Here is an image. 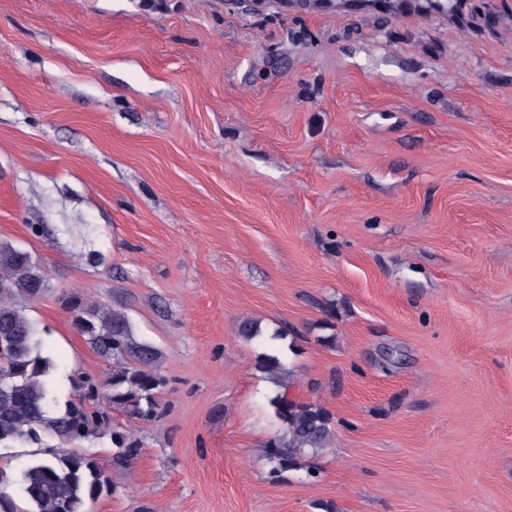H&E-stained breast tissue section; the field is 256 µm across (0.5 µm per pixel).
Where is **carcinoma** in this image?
I'll return each instance as SVG.
<instances>
[{"instance_id": "carcinoma-1", "label": "carcinoma", "mask_w": 512, "mask_h": 512, "mask_svg": "<svg viewBox=\"0 0 512 512\" xmlns=\"http://www.w3.org/2000/svg\"><path fill=\"white\" fill-rule=\"evenodd\" d=\"M49 291L45 274L28 252L0 247V448L25 442L47 449L17 480L0 465V488L18 484L26 503L19 511L0 491V512H89L102 495L117 488L111 471L103 470L91 451L94 443L109 438L112 471L129 468L143 448L130 430L112 425V411L133 421L153 422L165 385L158 374L162 352L134 336L124 310L71 299L77 329L102 359L112 363V373L103 379L84 373L72 378L71 393L59 401L50 385L54 361L42 355L37 330L19 306L22 301H38ZM238 335L251 342L263 333L247 318L239 324ZM253 366L278 386L292 377L274 348L258 353ZM269 403L284 426L282 434L263 445L273 476L298 471L304 462L333 447L334 421L325 408L285 394L275 395Z\"/></svg>"}]
</instances>
